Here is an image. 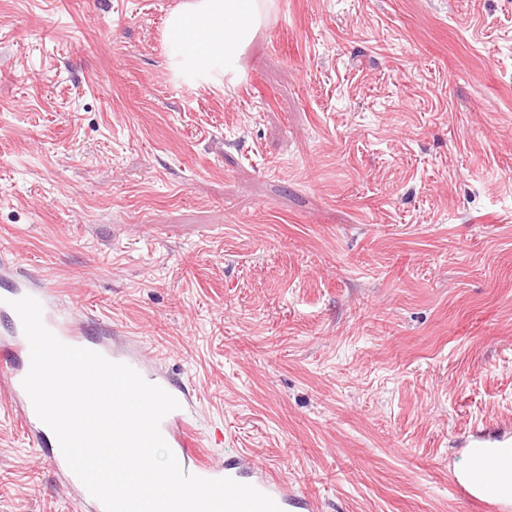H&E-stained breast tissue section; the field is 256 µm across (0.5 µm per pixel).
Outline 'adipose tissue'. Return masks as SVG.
I'll list each match as a JSON object with an SVG mask.
<instances>
[{"label":"adipose tissue","mask_w":512,"mask_h":512,"mask_svg":"<svg viewBox=\"0 0 512 512\" xmlns=\"http://www.w3.org/2000/svg\"><path fill=\"white\" fill-rule=\"evenodd\" d=\"M261 18L260 0H187L171 14L169 25L197 36L191 51L198 67L231 65L239 49L251 40Z\"/></svg>","instance_id":"adipose-tissue-1"}]
</instances>
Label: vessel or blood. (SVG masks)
<instances>
[{
  "label": "vessel or blood",
  "mask_w": 512,
  "mask_h": 512,
  "mask_svg": "<svg viewBox=\"0 0 512 512\" xmlns=\"http://www.w3.org/2000/svg\"><path fill=\"white\" fill-rule=\"evenodd\" d=\"M24 294L43 303V322L63 343L99 352L114 362H126V355L114 352L99 335L88 333L80 321L49 307L47 289L33 282L30 283L26 292L15 291L12 292L11 297L17 300ZM11 351L21 356L23 362L0 370V392L7 394L10 400L9 408L21 421L30 443L42 446V432L38 428L40 420L23 387V380L30 368L28 363L30 345L23 331H16ZM153 382L171 391L180 404L179 409L170 412L162 419L160 432L168 446L172 448L181 468L186 473L207 479L242 480L246 472L242 463L227 464L218 468L198 450L188 414V409L193 406L194 401L188 390L183 387H173L168 379L161 376L154 377ZM463 451L468 461L467 469L464 474L453 477L452 490L476 505L479 512H512V423H502L492 430L472 434L466 440ZM43 454L78 502L92 503L94 512H105L103 504L93 501L87 488L71 471L59 444L54 443L50 448H44ZM254 486L271 497L280 507L281 512H290L291 508L297 506L303 507L304 512H316L314 501L297 502L288 495L280 479L273 474H262L255 481Z\"/></svg>",
  "instance_id": "1"
}]
</instances>
